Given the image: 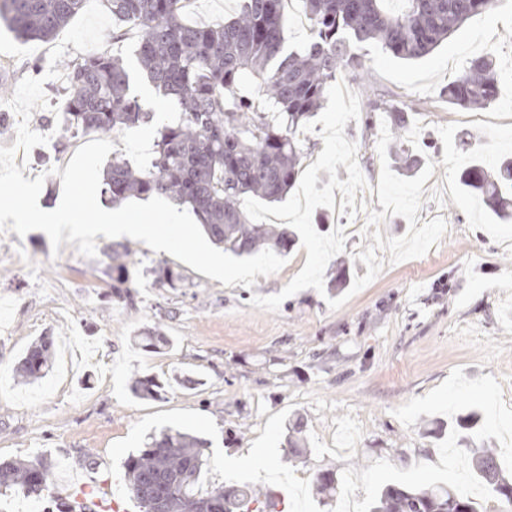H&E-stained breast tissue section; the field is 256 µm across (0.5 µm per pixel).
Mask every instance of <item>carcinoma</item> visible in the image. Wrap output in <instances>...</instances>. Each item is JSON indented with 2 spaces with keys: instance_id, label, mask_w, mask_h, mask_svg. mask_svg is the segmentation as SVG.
Returning a JSON list of instances; mask_svg holds the SVG:
<instances>
[{
  "instance_id": "obj_1",
  "label": "carcinoma",
  "mask_w": 512,
  "mask_h": 512,
  "mask_svg": "<svg viewBox=\"0 0 512 512\" xmlns=\"http://www.w3.org/2000/svg\"><path fill=\"white\" fill-rule=\"evenodd\" d=\"M183 0H104L119 42L136 32L142 74L177 107V117L157 129L148 162L112 156L104 174L110 201L165 196L191 210L212 243L237 256L261 248L288 252L295 235L275 224H254L243 201L272 202L295 185L300 173L298 135L303 123L321 107L330 86L342 77L354 80L366 111L389 112L396 128L413 111L405 101L379 93L372 80V60L362 53L374 43L393 57L417 60L432 53L472 17L491 12L496 0H401L399 11L388 0H302L311 24L310 41L301 51H286L289 0H241L238 14L212 26L183 22ZM85 0H0V21L23 41L50 42L83 9ZM63 121L78 134H111L154 115L131 93L123 59L108 53L71 59L63 65ZM500 73L495 56L472 58L440 92L453 108L483 109L497 99ZM462 188L482 197L502 223L512 222V160L489 169L474 163L461 171ZM110 293L133 301L142 260L127 244L105 252ZM155 282L171 288L184 281L165 263L150 268ZM157 351L168 344L160 327L135 337ZM53 367L50 342L32 344L15 367L18 383L44 377ZM136 397H159L164 384L136 376ZM461 441L473 453L475 475L489 494L512 506V479L506 477L494 449L478 432ZM207 441L179 429H164L129 456L125 476L141 507L161 512H206L219 501L222 512H253L248 489L222 486L198 490L207 464ZM53 466L42 456L0 461V494L43 500L52 484ZM316 495H337L328 472L316 481ZM369 512H479V504L448 485L424 481L416 488L387 483Z\"/></svg>"
}]
</instances>
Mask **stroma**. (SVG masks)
<instances>
[{"label":"stroma","mask_w":512,"mask_h":512,"mask_svg":"<svg viewBox=\"0 0 512 512\" xmlns=\"http://www.w3.org/2000/svg\"><path fill=\"white\" fill-rule=\"evenodd\" d=\"M51 44L19 42L0 25V146H12L17 117L7 107L18 83L45 78L48 107L34 110L30 127L48 136L23 165L27 179L44 176L39 206L55 209L62 184L53 170L72 157L80 137L67 133L60 83L46 79ZM376 86L386 97L412 103L400 142L420 166L434 165L425 183L419 222L443 217L447 231L426 255L386 264L359 292L357 258L368 242L365 213L344 220L320 208L319 233L340 222L350 231L343 252L328 262L322 290L305 289L274 312L251 306L253 295L279 293L303 268L307 252L294 244L284 267L257 276L253 288L199 273L166 252L138 244L145 266L164 262L189 285L172 289L141 277L133 302L108 297L104 252L76 244L53 248L49 237L0 232V460L51 456L60 494L69 474L86 462L100 466L112 491L130 493L124 462L162 428L206 439L209 465L199 489L246 485L256 498H274L280 512H368L381 485L448 483L481 512H506L471 468L455 436L470 416L490 439L504 470L512 469V224L497 221L482 200L463 192L460 171L476 162L496 166L512 156V0L469 20L430 55L403 61L368 45ZM494 53L502 74L497 100L478 109H444L441 90L467 62ZM154 112L147 125L111 134L118 153L150 158L158 124L174 106L161 95L142 99ZM389 113L348 121L344 136L357 146L366 181L378 182L377 141ZM344 298L339 309L328 299ZM158 327L170 345L147 352L133 341ZM48 337L55 359L75 343L90 352L70 369L54 367L23 385L13 370L27 348ZM177 373L182 385L159 399L129 391L132 376L161 379ZM305 424L306 451L288 457V424ZM333 472L340 493L320 502V472Z\"/></svg>","instance_id":"1"}]
</instances>
